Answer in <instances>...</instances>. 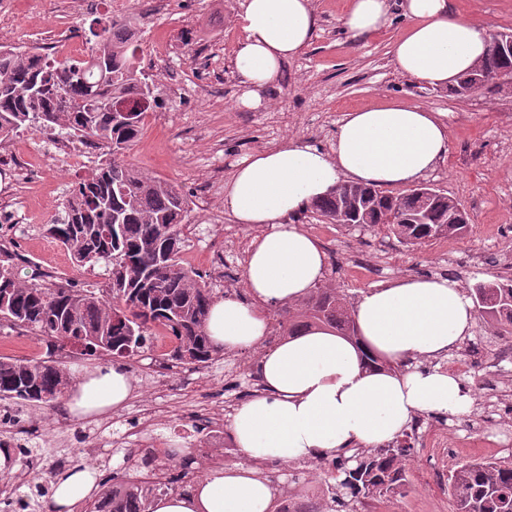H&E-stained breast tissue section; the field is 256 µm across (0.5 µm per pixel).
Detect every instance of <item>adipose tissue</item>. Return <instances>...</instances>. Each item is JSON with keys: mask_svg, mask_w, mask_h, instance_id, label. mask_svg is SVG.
Masks as SVG:
<instances>
[{"mask_svg": "<svg viewBox=\"0 0 512 512\" xmlns=\"http://www.w3.org/2000/svg\"><path fill=\"white\" fill-rule=\"evenodd\" d=\"M411 25L393 49L396 69L431 86H452L481 59L485 27L455 14L449 0H400ZM243 32L233 66L239 106L256 109L286 61L315 30L312 0H241ZM389 0H348L342 22L353 36L385 29ZM448 152V128L436 113L401 102L346 113L330 151L290 138L246 155L224 182V206L253 229L243 271L245 298L228 294L211 304L205 331L232 353L259 350L253 374L259 396L237 406L228 435L251 466L215 469L188 490L158 499L153 512H273L274 486L260 463L292 465L358 448H380L420 414L460 417L473 397L439 357L471 336L476 313L462 283L440 274L399 276L362 293L354 306L358 329L348 339L312 329L265 341L271 315L298 303L327 276L326 253L292 221L341 183L395 187L432 171ZM377 365H367V357ZM132 391L124 365L83 375L67 392L77 416L123 407ZM99 494L94 470L74 466L51 484V512H73Z\"/></svg>", "mask_w": 512, "mask_h": 512, "instance_id": "1", "label": "adipose tissue"}]
</instances>
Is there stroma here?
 Returning a JSON list of instances; mask_svg holds the SVG:
<instances>
[{
	"label": "stroma",
	"mask_w": 512,
	"mask_h": 512,
	"mask_svg": "<svg viewBox=\"0 0 512 512\" xmlns=\"http://www.w3.org/2000/svg\"><path fill=\"white\" fill-rule=\"evenodd\" d=\"M51 0H0V38L24 49L45 52L49 43L76 36L87 44L94 19L115 18L110 0L97 10L80 11L75 0H61L68 13L65 26L49 24ZM347 0H312L317 22L309 47L284 63L258 110L237 107L242 88L232 59L243 36L237 21L238 0H164L143 7L129 0L124 16L134 17L138 59L165 102L147 113L140 141L125 159L137 169L179 186L190 200L186 230L194 268L209 272L216 295L244 296L245 261L229 235L250 238L224 208L225 174L254 151L294 137L330 150L346 112L387 102H403L442 113L448 126V154L425 177L426 182L464 206L470 229L461 237L404 247L385 228L346 229L324 223L312 210L296 221L317 230L328 257L327 282L356 301L361 292L402 274L441 273L468 284L512 271V89L496 95L478 91L458 97L444 87H428L402 75L393 61V46L410 22L393 12L392 24L380 32L352 37L342 26ZM456 13L484 25L487 31L512 32V0H452ZM0 158L10 163L37 162L38 175L21 179L10 192H0V213L11 215L19 230L13 238L33 263L59 262L60 273L79 283L107 287L109 267L98 262L75 265L68 252L42 233L60 210L70 189L98 163L99 154L73 162L56 153L47 137L33 129L0 143ZM221 254L223 269L209 257ZM232 280H224L223 272ZM168 339L127 361L133 392L125 407L105 414L109 428L127 430L142 404L154 403L161 418L154 440L141 443L128 476L137 465L167 457L179 471L181 457L191 453L202 467L211 448L190 443V400L206 397L251 399L256 352L218 354L206 367L189 366L175 376L170 391L155 387L144 364L168 351ZM444 368L457 369L475 398L483 421L474 427L465 418L419 415L415 449L405 468L410 488L405 497L382 504L379 512H454L447 475L463 463L493 457L512 462V347L484 324L458 350L443 358ZM97 417H70L56 438L66 442L64 462L33 457L49 479L64 467L82 464L99 475L118 469L120 460L101 435L93 433ZM322 459L299 465H273L276 487L287 488L290 502L329 499Z\"/></svg>",
	"instance_id": "1"
}]
</instances>
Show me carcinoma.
Instances as JSON below:
<instances>
[{
	"label": "carcinoma",
	"instance_id": "cac0c4a2",
	"mask_svg": "<svg viewBox=\"0 0 512 512\" xmlns=\"http://www.w3.org/2000/svg\"><path fill=\"white\" fill-rule=\"evenodd\" d=\"M131 19L101 30L88 58L56 60L38 54L0 52V140L33 128L53 140L59 135L105 150L109 158L69 193L45 234L59 242L78 265L100 261L112 266L109 286L77 288L50 283L34 263L19 262L16 242L0 239V329L36 334L49 349L45 358L0 357V401L20 411L52 408L68 392L73 374L52 354L69 347L86 358H131L154 345L157 331L168 334L165 356L202 367L216 351L205 333L215 298L210 276L182 264L188 237V197L176 185L141 172L123 159L142 135L146 112L163 105L145 71L137 65V41ZM488 80L480 90L496 91L495 78L512 75V54L488 52L481 62ZM63 83L68 98L53 95ZM133 105L128 116L112 115V102ZM331 224L359 221L383 226L403 245L460 236L467 214L456 213L444 193L425 198L419 188L398 195L356 184L312 203ZM24 268L32 272L23 276ZM489 288V304H478L481 317L497 335L512 338V277L478 281L468 295L479 300ZM280 326L295 336L312 328H330L354 338L356 325L346 298L330 285L311 291L295 308L279 312ZM415 434L391 444L338 459L331 476V501L322 509L309 502L294 511L341 512L356 502L369 512L391 497L406 496L410 485L403 461L414 450ZM100 512H150L165 495L137 480L106 478ZM455 512H512V465L496 459L475 460L448 476Z\"/></svg>",
	"mask_w": 512,
	"mask_h": 512
}]
</instances>
